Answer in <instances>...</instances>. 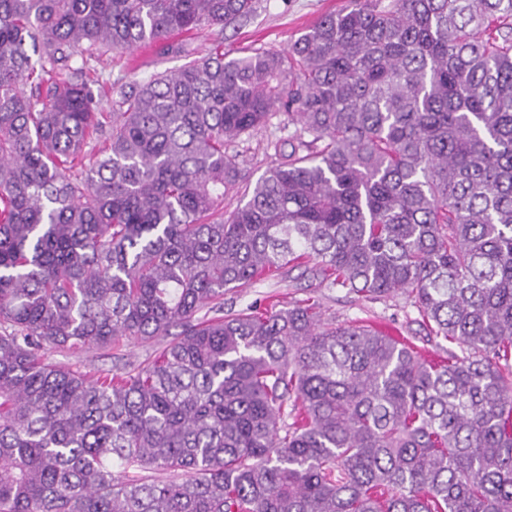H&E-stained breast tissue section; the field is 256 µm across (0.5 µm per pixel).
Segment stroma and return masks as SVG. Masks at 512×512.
Returning a JSON list of instances; mask_svg holds the SVG:
<instances>
[{
    "instance_id": "obj_1",
    "label": "stroma",
    "mask_w": 512,
    "mask_h": 512,
    "mask_svg": "<svg viewBox=\"0 0 512 512\" xmlns=\"http://www.w3.org/2000/svg\"><path fill=\"white\" fill-rule=\"evenodd\" d=\"M343 4L344 0H258L253 17L223 31L199 30L194 44L203 51L222 45L231 58L251 54L256 49L282 51L322 16L336 11ZM179 63V58L164 53L159 46L150 45L106 53L95 67L105 81L113 82L120 78L145 81ZM291 132L287 118L281 116L272 119L269 126L254 131L247 141L235 145L247 182H255L275 161V144L287 141ZM308 298L319 303L326 321L339 326L357 320L370 321L393 335L413 338L425 356L439 354L449 346L447 340L427 334L411 297L398 294L389 298H371L342 288H326L298 268H286L276 279L226 292L224 308L238 311L250 306L263 308L275 302L284 307ZM153 351V345L123 338L107 348L89 347L75 352L55 350L50 357L55 362L85 372H116L144 362Z\"/></svg>"
}]
</instances>
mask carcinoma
Returning <instances> with one entry per match:
<instances>
[{
  "instance_id": "obj_1",
  "label": "carcinoma",
  "mask_w": 512,
  "mask_h": 512,
  "mask_svg": "<svg viewBox=\"0 0 512 512\" xmlns=\"http://www.w3.org/2000/svg\"><path fill=\"white\" fill-rule=\"evenodd\" d=\"M254 4L0 0V512H512V0H347L231 59L171 42ZM157 43L184 63L94 90ZM280 115L290 151L224 215L225 146ZM290 264L411 295L460 352L315 302L224 314ZM174 328L125 372L49 357Z\"/></svg>"
}]
</instances>
